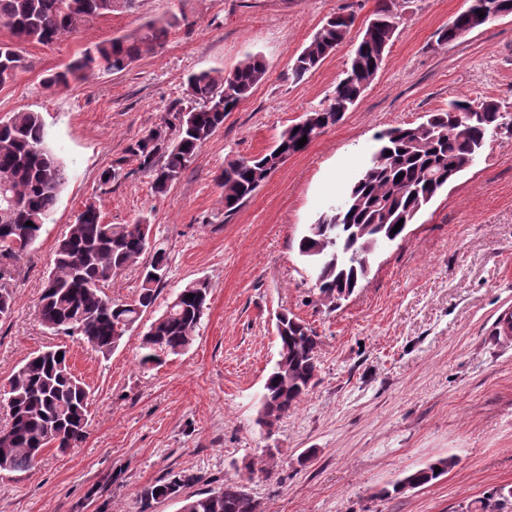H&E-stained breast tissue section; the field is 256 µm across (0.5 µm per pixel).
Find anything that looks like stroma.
<instances>
[{"mask_svg": "<svg viewBox=\"0 0 512 512\" xmlns=\"http://www.w3.org/2000/svg\"><path fill=\"white\" fill-rule=\"evenodd\" d=\"M376 0H136L56 44H22L26 68L0 86V119L44 118L67 179L53 221L18 264L13 312L0 321V386L35 353L63 347L91 392L86 436L47 449L26 473L0 474V512H179L180 499L143 508V488L189 477L183 496L247 481L263 512H464L512 487V132L490 136L474 163L428 204L405 237L382 245L360 288L322 306L297 250L308 224L340 199L376 135L420 122L454 96L492 99L512 113V14L440 45L436 32L465 0H399L396 37L359 105L288 158L232 216L217 177L227 160L268 152L318 108ZM357 26L316 70L291 65L333 13ZM177 18L162 45L121 72L47 85L88 47L152 20ZM260 54L265 79L224 119L169 192L155 196L128 145L186 103L188 76L231 71ZM125 175L104 185L102 171ZM102 218H147L169 255L155 307L109 356L47 332L37 305L58 239L87 201ZM209 284L191 347L141 368L143 333L172 294ZM289 311L318 332V380L272 431L256 423L278 357L275 321ZM456 466L395 494L404 472L439 457ZM259 462L247 471L249 461Z\"/></svg>", "mask_w": 512, "mask_h": 512, "instance_id": "1", "label": "stroma"}]
</instances>
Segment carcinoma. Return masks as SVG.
<instances>
[{"mask_svg": "<svg viewBox=\"0 0 512 512\" xmlns=\"http://www.w3.org/2000/svg\"><path fill=\"white\" fill-rule=\"evenodd\" d=\"M135 0H0V23L11 39L0 41V86L12 82L25 67L19 45L57 42L63 35L85 27L117 9H130ZM484 16H479L477 10ZM512 14V0H470L437 33L450 44L463 34L499 16ZM352 13L326 20L298 54L292 74L301 79L317 68L349 36ZM178 23L149 22L140 33L125 35L86 49L69 66L53 74L48 84L65 85L97 71L121 72L144 47L160 46ZM396 0H376V6L327 102L307 113L309 123L286 128L277 144L259 156L227 162L219 177L224 210L235 212L292 154L302 151L297 142L316 139L357 105L375 80L397 32ZM266 65L248 53L228 73L202 70L187 79L188 109H179L161 125L132 141L127 153L150 178L151 190L165 195L195 160L199 149L224 124L226 115L249 97L264 80ZM511 129L512 118L495 100L453 99L448 108L431 112L413 124L381 131L370 165L346 189L341 210L328 207L298 240L299 255L313 266L315 288L323 305L334 308L350 296L370 270L376 249L402 237L422 209L484 148L487 137ZM391 154H386V151ZM403 178H398V175ZM66 180L63 162L48 144L40 113L18 111L0 120V320L10 317L14 295L10 282L16 263L27 256L51 221ZM402 223L397 232L392 229ZM146 257L142 285L130 302L115 301L105 291L112 277ZM168 274L166 251L152 242L150 224L140 218L131 224H109L92 201L84 204L76 222L58 240L53 267L45 280L37 315L50 332L86 342L104 356L153 308L159 286ZM206 280L187 283L168 302L165 311L143 334L140 364L159 365L162 358L184 353L207 310ZM193 298H187V295ZM278 359L260 396L256 422L273 427L294 409L315 385L321 339L316 330L292 313L277 320ZM0 403L7 407L9 426L0 430V472L31 470L48 448L65 451L85 438L89 421V392L70 370L67 351L44 350L24 360L0 388ZM457 460L439 458L406 473L393 492L423 487L447 473ZM441 471H435V468ZM191 478L171 476L141 493L144 506L176 498ZM512 488L466 505L465 512H504ZM182 512H260V504L238 482L198 492L182 500Z\"/></svg>", "mask_w": 512, "mask_h": 512, "instance_id": "obj_1", "label": "carcinoma"}]
</instances>
